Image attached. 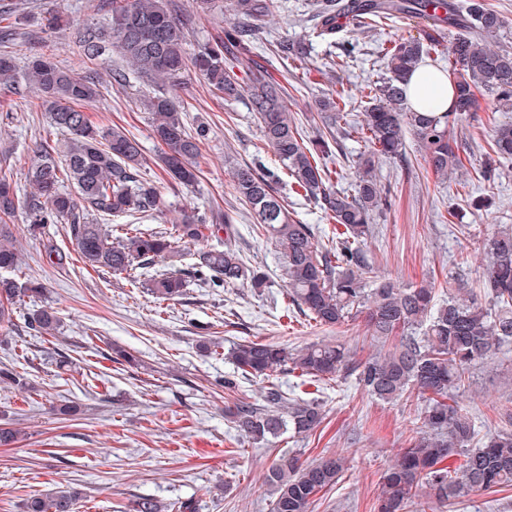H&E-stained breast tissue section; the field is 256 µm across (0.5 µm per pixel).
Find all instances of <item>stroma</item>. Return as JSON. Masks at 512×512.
<instances>
[{
    "label": "stroma",
    "instance_id": "1",
    "mask_svg": "<svg viewBox=\"0 0 512 512\" xmlns=\"http://www.w3.org/2000/svg\"><path fill=\"white\" fill-rule=\"evenodd\" d=\"M174 2L190 18L188 53L223 36L227 9L205 12L196 0ZM315 2L275 0L254 54L287 86L290 109L309 137L318 132L311 121L316 100L336 91H344L347 102L340 126L360 123L367 85L386 74L384 49L420 31L418 23L401 18L362 33L342 29L331 44L311 35ZM54 12L99 26L108 18L102 0H17L15 14L0 17V30L13 33L0 41V53L12 55L21 69L39 51L58 66L96 75L100 95L86 106L90 119L102 127L122 126L137 138L146 178L171 202L143 218L141 227L164 230L185 208L233 209L236 247L246 265L264 270L269 282L263 288L215 289L190 279L180 300L160 305L133 277L85 266L72 252L67 224L46 227L71 254L68 265H49L40 254V239L30 235L24 213H17L12 231L22 274L43 286L36 304L55 308L60 327L56 336L36 337L19 314L13 326L0 327V336L9 339L0 348V362L32 383L28 389L0 383V422L19 432L15 443L0 447V512H22L29 495L72 482L87 492L77 512H128L136 497L146 495L164 503L195 500L199 512H271L265 474L284 453L304 464L329 453L345 456L342 477L321 494L314 512H373L382 474L423 426L424 401L372 399L349 374L314 382L280 370L268 379L239 378L232 392L224 387L235 372L224 354L243 340L291 348L339 341L359 360L373 351L364 316L337 329L319 327L284 303L280 249L234 188L233 166L276 165L246 99L216 97L199 75L185 76L176 94L187 125H205L209 135L197 159L198 184L173 187L157 163L151 117L136 103L150 85L137 79L123 87L111 83L110 70L122 64L119 54L87 60L68 28L48 29L46 19ZM300 37L309 40L304 68L270 50L273 43ZM479 103L477 111L451 123L469 155L465 171L452 181L428 170L424 150L411 136L402 158L377 163L387 204L375 215L363 250L379 280L406 288L461 279L479 287L488 236L512 227V159L499 158L490 148L493 126L505 115L492 95H480ZM63 140L24 79L0 86V160L20 190L28 188L25 172L35 145ZM487 167L494 170L488 182L479 176ZM277 189L296 223L312 225L322 240L339 235V226L292 189L288 177H281ZM272 383L287 397L320 404L324 420L312 435L283 436L265 445L238 435L225 405L236 397L263 404ZM456 399L473 415L479 435L505 427L502 413L512 410V344L473 367ZM68 403L80 407L79 416L58 414V405Z\"/></svg>",
    "mask_w": 512,
    "mask_h": 512
}]
</instances>
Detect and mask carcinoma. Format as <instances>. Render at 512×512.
Returning a JSON list of instances; mask_svg holds the SVG:
<instances>
[{"label": "carcinoma", "instance_id": "cac0c4a2", "mask_svg": "<svg viewBox=\"0 0 512 512\" xmlns=\"http://www.w3.org/2000/svg\"><path fill=\"white\" fill-rule=\"evenodd\" d=\"M109 27L84 24L77 37L85 56L94 60L117 49L126 67L110 73L114 83L127 82L131 71L160 86L180 85L185 73L198 72L211 90L226 100L247 97L270 147L296 186L327 218L344 228L336 244L318 241L312 227L289 216L275 184L278 174L267 167L234 168L239 199L260 227L275 239L288 283V300L321 327H341L359 309L369 310L368 329L377 352L356 361L343 343H314L299 349L263 341L232 344L227 358L242 377L268 376L277 370L297 371L315 381L334 380L354 372L370 396L392 401L425 397L428 406L423 430L409 440L381 476L377 512H413L426 496L432 512H448L457 500L477 491L512 487V428L486 435L478 446L468 411L454 400L464 386L467 370L512 343V230L493 233L486 242L489 259L480 292L457 288L440 298L442 289L431 282L400 288L390 282L366 287L373 270L362 252L374 215L386 204L373 176L372 159L402 155L406 134L425 150L431 171L446 179L465 168L449 120L474 112L482 93L496 96L501 110L512 112V52L495 49L476 34L495 35L505 18L483 0H474L463 13L454 0H317V36L336 35V16L376 20L420 18L426 21L418 38L401 37L386 52L388 76L366 95L361 130L370 153L355 172V189L344 192L333 185L334 161L342 149L334 133L305 139L288 106V90L259 63L253 62L254 43L262 22L272 15L274 0H232L235 19L224 36L205 46L193 58L186 56V23L175 13L171 0H112ZM448 39V71L453 75L454 101L442 113L414 112L406 106L410 75L425 56ZM278 53L304 61L297 42H279ZM254 63L252 77L242 83L234 72L242 59ZM25 81L39 94L50 126L66 133L64 150L37 145L26 174L30 191L19 198L7 176L0 177V325L13 324L15 306L41 291V286L17 275L21 258L12 246L10 222L24 209L35 236L47 224L70 225L75 249L83 263L114 275L149 270L159 258L183 257L181 246L205 244L193 253L190 269L210 288H230L248 280L254 288L268 276L248 268L232 240L238 234L230 211L209 209L183 214L164 231L149 232L138 220L167 206L159 188L143 177L139 142L114 125L94 124L84 107L99 95V80L61 68L42 54L31 59ZM15 81V65L0 56V86ZM343 93L318 101L317 110L327 125L340 115ZM152 115V136L161 149L160 160L175 184L197 180L202 126L189 129L177 98L157 92L139 99ZM492 148L500 158H512V120L494 129ZM125 218L130 223L112 241L102 222ZM42 246L46 259L64 265L69 256L50 237ZM186 280L182 270L149 279L147 291L158 302L182 296ZM59 326L57 312L43 307L27 314L25 328L35 336H53ZM236 431L255 443L288 432L303 438L322 423L318 403L291 399L276 385L267 387L265 404L237 400L227 407ZM461 454L463 463L448 469L444 461ZM345 469V458L331 454L302 464L283 454L268 468L265 481L272 496V512H312L316 496L334 487ZM83 490L66 486L23 503V512H77ZM130 512H196L190 501L164 507L153 498L134 501Z\"/></svg>", "mask_w": 512, "mask_h": 512}]
</instances>
